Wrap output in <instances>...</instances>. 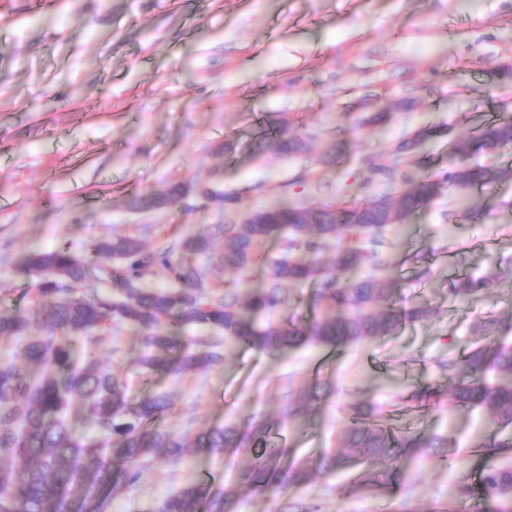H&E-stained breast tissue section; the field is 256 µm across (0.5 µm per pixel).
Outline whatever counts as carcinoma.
<instances>
[{"mask_svg": "<svg viewBox=\"0 0 512 512\" xmlns=\"http://www.w3.org/2000/svg\"><path fill=\"white\" fill-rule=\"evenodd\" d=\"M437 134L435 127H422L399 142L387 162L370 164L368 179L401 184V193L387 198L380 214L367 201L312 208L274 201L261 218L218 225L178 243L184 255H205L226 270L245 272L257 264V243L278 242L279 255L265 264V285L249 291L227 288L224 296L213 297L203 271L175 260L171 248L146 249L133 235L98 239L81 253L61 244L22 254L15 271L37 280L31 303L10 309L0 293V338L13 340L26 362L21 368L13 358L0 359V512H107L111 497L134 487L156 460L249 457L234 487L216 488L202 479L166 498L161 512H233L240 498L273 485L305 484L314 471L349 470V492L372 491L382 485L372 466L403 456L460 462L461 451L448 437L401 434L373 408L358 405L337 438L338 452L305 462L288 448L258 455L270 422L253 421L242 431L218 426L176 431L164 424L171 394L136 395L100 359L114 323L127 324L138 335V365L149 376L211 370L241 347L274 354L306 344L335 347L390 336L428 316L432 309L425 304H400L397 281L384 274L387 232L401 228L446 186L486 184L512 172L463 164L476 144L489 153L512 145L511 119L456 140L448 170L435 177L404 169L409 154ZM262 142L285 156L304 148L302 137L290 134L286 124L271 128ZM188 193L186 185L175 183L162 193L137 196L131 205L164 208ZM344 238L351 244L336 248V265L347 270L367 265V275L342 281L320 271L319 257ZM156 269L180 287H146L145 276ZM287 284L312 288L311 318L292 308ZM185 327L212 329L219 337L200 343L177 334ZM498 331L496 319L480 321L478 346L461 358L437 362L452 381L448 406L483 409L492 422L472 444L487 458L479 490L460 483L439 512H462L477 493L495 500L497 512H512V465L498 462L512 455V438H500L512 427V347L492 340ZM489 370L497 381L487 379ZM322 389L317 379L302 385L298 406L289 412L297 431L304 430Z\"/></svg>", "mask_w": 512, "mask_h": 512, "instance_id": "cac0c4a2", "label": "carcinoma"}]
</instances>
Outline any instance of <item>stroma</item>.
Returning a JSON list of instances; mask_svg holds the SVG:
<instances>
[{
  "instance_id": "obj_1",
  "label": "stroma",
  "mask_w": 512,
  "mask_h": 512,
  "mask_svg": "<svg viewBox=\"0 0 512 512\" xmlns=\"http://www.w3.org/2000/svg\"><path fill=\"white\" fill-rule=\"evenodd\" d=\"M376 112L387 121L368 124ZM507 118L512 0H0V286L10 307L27 305L33 282L14 265L31 248L78 251L134 233L155 249L275 199L393 196L396 185L365 179L396 142L440 128L421 151L436 175L449 142ZM270 123L309 136V150L286 158L261 147ZM173 181L191 195L131 208L133 196ZM201 186L236 194V212L203 204ZM388 259L403 304L433 309L396 335L274 355L240 349L209 371L150 378L137 336L116 326L104 356L133 391L173 394L166 422L179 431L280 418L317 377L325 388L309 433L284 426L268 447L301 461L333 452L349 405L364 401L395 429L470 449L489 415L439 404L448 380L437 361L467 352L479 319H512V176L443 189L393 236ZM488 277L495 287L451 292ZM414 391L426 399L409 401ZM484 464L474 452L458 466L411 458L374 493H348L347 473L320 475L284 497L255 492L235 512H278L286 499L320 512H435L453 484H478ZM206 473L232 476L222 460L154 464L108 512H160Z\"/></svg>"
}]
</instances>
